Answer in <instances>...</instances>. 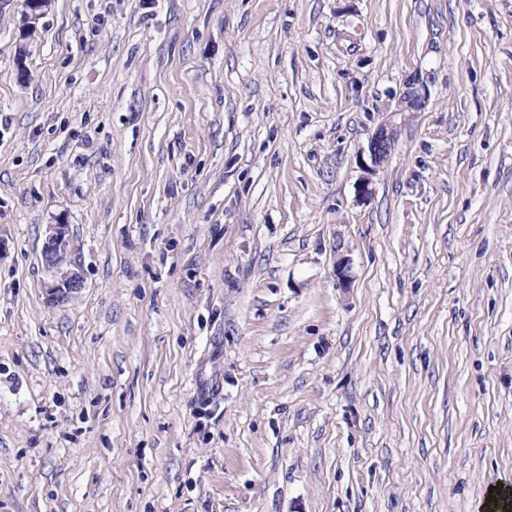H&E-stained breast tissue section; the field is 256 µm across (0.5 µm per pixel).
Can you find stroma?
<instances>
[{
    "label": "stroma",
    "instance_id": "obj_1",
    "mask_svg": "<svg viewBox=\"0 0 512 512\" xmlns=\"http://www.w3.org/2000/svg\"><path fill=\"white\" fill-rule=\"evenodd\" d=\"M493 486L512 0H0V512H487ZM428 98L427 85L419 77L414 76L405 84V90L399 98L394 109L395 114L402 112H416L423 108ZM391 116L381 123L376 131L372 134L369 145H368V160H365L362 155L360 164L364 173L362 177L358 193L363 197L368 196L372 192V179L371 176L376 173L378 167H380L385 161H387L392 150L395 146L394 131L391 125ZM72 250L73 243L66 225H50L42 257L45 266L55 273L54 279L45 288L48 301L53 304L69 302L83 288L82 276L70 260Z\"/></svg>",
    "mask_w": 512,
    "mask_h": 512
}]
</instances>
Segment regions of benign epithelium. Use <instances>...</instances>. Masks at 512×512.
<instances>
[{"mask_svg": "<svg viewBox=\"0 0 512 512\" xmlns=\"http://www.w3.org/2000/svg\"><path fill=\"white\" fill-rule=\"evenodd\" d=\"M428 98V89L424 81L414 76L405 84V90L399 98L392 115L402 112H416L423 108ZM395 146L394 131L391 119H386L372 134L368 145V159L360 160L365 176L362 177L358 193L368 196L372 192L371 176L387 161ZM73 243L67 233L66 225L52 224L49 226L42 257L45 266L55 273L54 279L47 284L45 292L53 304H65L83 289V279L80 272L72 265L70 255Z\"/></svg>", "mask_w": 512, "mask_h": 512, "instance_id": "1", "label": "benign epithelium"}]
</instances>
